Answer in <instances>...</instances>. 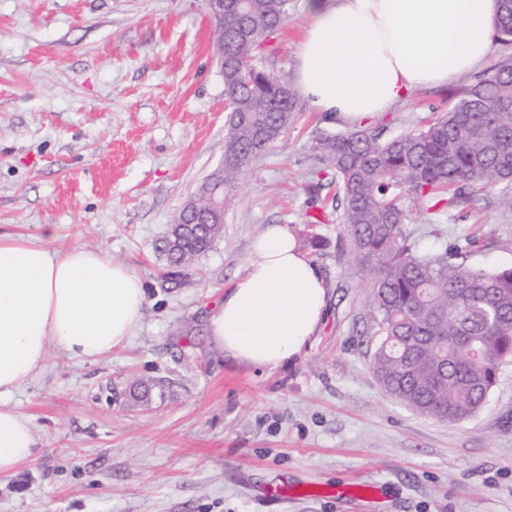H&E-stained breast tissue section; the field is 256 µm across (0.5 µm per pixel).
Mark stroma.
Masks as SVG:
<instances>
[{
    "instance_id": "stroma-1",
    "label": "stroma",
    "mask_w": 512,
    "mask_h": 512,
    "mask_svg": "<svg viewBox=\"0 0 512 512\" xmlns=\"http://www.w3.org/2000/svg\"><path fill=\"white\" fill-rule=\"evenodd\" d=\"M302 0L259 50L295 77ZM205 0H0V234L103 252L140 276L142 322L95 360L51 349L6 398L36 459L0 477V512H512V363L483 408L450 424L392 398L371 369L366 274L308 190L326 124L307 102L240 181L213 248L187 268L156 250L221 167L227 109ZM476 72L384 112L390 136L447 111ZM284 224L320 270L327 312L304 353L269 371L226 360L207 320ZM462 264L512 267V210L488 187L447 223ZM151 386L128 402L131 385Z\"/></svg>"
}]
</instances>
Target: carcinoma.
Returning a JSON list of instances; mask_svg holds the SVG:
<instances>
[{"instance_id":"1","label":"carcinoma","mask_w":512,"mask_h":512,"mask_svg":"<svg viewBox=\"0 0 512 512\" xmlns=\"http://www.w3.org/2000/svg\"><path fill=\"white\" fill-rule=\"evenodd\" d=\"M290 0H251L241 15L213 19L224 41V195L236 188L299 110L297 91L261 69L260 41L238 35L257 25L271 34L288 19ZM496 32L512 40V0H499ZM313 150L342 193L339 221L369 276L365 318L377 336L372 364L398 401L441 421L460 422L485 404L512 359V269H465L463 247L445 242L443 220L483 189L499 188L512 208V59H503L422 127L385 136L370 122L322 132ZM193 224L157 247L171 269L206 254L220 232L205 202ZM424 217L437 250L421 247L413 215Z\"/></svg>"}]
</instances>
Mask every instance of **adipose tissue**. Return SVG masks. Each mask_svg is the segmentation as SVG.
Segmentation results:
<instances>
[{
  "instance_id": "adipose-tissue-1",
  "label": "adipose tissue",
  "mask_w": 512,
  "mask_h": 512,
  "mask_svg": "<svg viewBox=\"0 0 512 512\" xmlns=\"http://www.w3.org/2000/svg\"><path fill=\"white\" fill-rule=\"evenodd\" d=\"M498 0H303L300 93L330 123L358 124L416 87H445L487 57ZM0 235V477L37 454L29 416L2 404L51 349L94 359L122 347L143 317L140 276L83 247L46 248ZM253 259L210 317L213 344L258 369L293 363L317 331L327 290L283 224L268 225Z\"/></svg>"
}]
</instances>
